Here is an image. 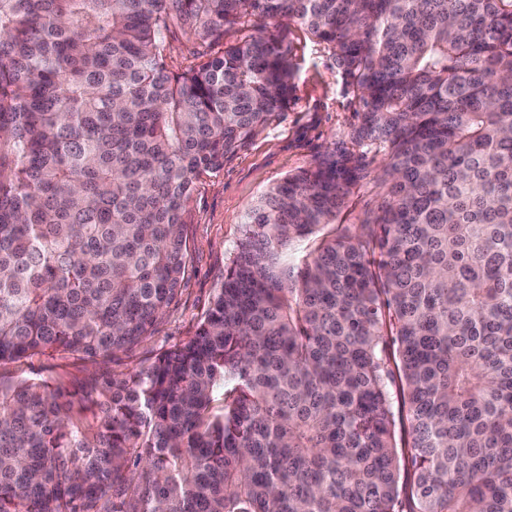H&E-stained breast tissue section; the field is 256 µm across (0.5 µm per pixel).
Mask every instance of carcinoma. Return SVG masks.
I'll use <instances>...</instances> for the list:
<instances>
[{
    "instance_id": "obj_1",
    "label": "carcinoma",
    "mask_w": 512,
    "mask_h": 512,
    "mask_svg": "<svg viewBox=\"0 0 512 512\" xmlns=\"http://www.w3.org/2000/svg\"><path fill=\"white\" fill-rule=\"evenodd\" d=\"M253 19L332 52L362 153L251 204L148 365L77 407L0 380V512H512V0H0V364L105 363L177 303L200 179L293 98L280 41L219 48ZM372 150L382 202L338 229ZM170 52L167 59L173 72H182L193 60L190 54L191 43L177 31L168 37Z\"/></svg>"
}]
</instances>
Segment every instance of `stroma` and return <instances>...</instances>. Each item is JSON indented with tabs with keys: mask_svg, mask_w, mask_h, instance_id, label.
I'll return each instance as SVG.
<instances>
[{
	"mask_svg": "<svg viewBox=\"0 0 512 512\" xmlns=\"http://www.w3.org/2000/svg\"><path fill=\"white\" fill-rule=\"evenodd\" d=\"M273 35L292 50L295 99L286 112L243 150L230 156L220 172L203 177L190 203L187 225L189 268L181 296L157 323L152 337L118 354L110 365L73 357L50 359L35 355L0 365V378H50L77 390L80 382L103 369L129 372L146 364L152 353L192 336L209 308L224 269L242 235L241 216L260 194L286 176L314 163L325 152L352 149L348 131L355 122L357 99L346 87L329 50L295 22L271 21L250 30L229 28L224 44L246 35ZM367 177L350 197L338 221L359 225L366 210L381 201V154H368Z\"/></svg>",
	"mask_w": 512,
	"mask_h": 512,
	"instance_id": "35a3bbf8",
	"label": "stroma"
}]
</instances>
